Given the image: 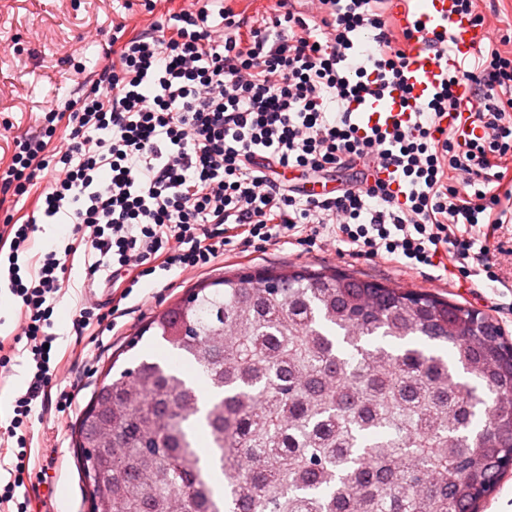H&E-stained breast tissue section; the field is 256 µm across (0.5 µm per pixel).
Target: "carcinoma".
<instances>
[{"label": "carcinoma", "mask_w": 512, "mask_h": 512, "mask_svg": "<svg viewBox=\"0 0 512 512\" xmlns=\"http://www.w3.org/2000/svg\"><path fill=\"white\" fill-rule=\"evenodd\" d=\"M496 328L335 269L203 282L146 331L207 391L149 359L104 378L76 430L91 512H477L498 473L473 458L512 446V344Z\"/></svg>", "instance_id": "1"}]
</instances>
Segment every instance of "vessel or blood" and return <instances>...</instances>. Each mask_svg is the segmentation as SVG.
Returning a JSON list of instances; mask_svg holds the SVG:
<instances>
[{
  "mask_svg": "<svg viewBox=\"0 0 512 512\" xmlns=\"http://www.w3.org/2000/svg\"><path fill=\"white\" fill-rule=\"evenodd\" d=\"M394 19L403 29L419 23L427 30L447 34L452 49L439 56L424 43L408 41L404 52L411 91L406 94L394 87L384 98H364L354 103L358 132L362 135L376 128L390 130L397 125L411 126L417 105L433 96L446 73L470 55L486 35L485 30L460 13L456 0H399Z\"/></svg>",
  "mask_w": 512,
  "mask_h": 512,
  "instance_id": "vessel-or-blood-1",
  "label": "vessel or blood"
}]
</instances>
